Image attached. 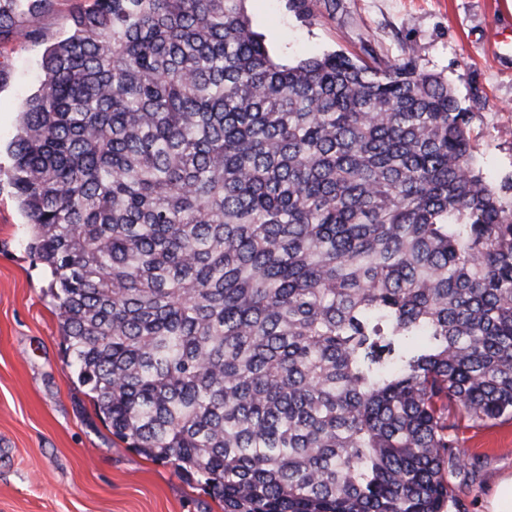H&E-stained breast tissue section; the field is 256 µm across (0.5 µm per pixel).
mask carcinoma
<instances>
[{
  "label": "carcinoma",
  "instance_id": "cac0c4a2",
  "mask_svg": "<svg viewBox=\"0 0 512 512\" xmlns=\"http://www.w3.org/2000/svg\"><path fill=\"white\" fill-rule=\"evenodd\" d=\"M49 0H0V41ZM246 0H91L10 186L112 435L222 512H461L512 419V199L412 60L276 62ZM464 448L472 456V466L451 478L466 504L467 512H487L499 477L512 473V419L483 426L462 422L457 430ZM488 512H512V474L501 480Z\"/></svg>",
  "mask_w": 512,
  "mask_h": 512
}]
</instances>
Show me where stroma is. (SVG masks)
Listing matches in <instances>:
<instances>
[{"mask_svg": "<svg viewBox=\"0 0 512 512\" xmlns=\"http://www.w3.org/2000/svg\"><path fill=\"white\" fill-rule=\"evenodd\" d=\"M83 0H51L23 25L37 42H0V512H222L195 479L147 459L97 415L71 377L52 277L30 253V226L9 185L7 147L18 107L42 79L47 45L62 37ZM271 55L293 63L342 51L363 59L413 58L447 80L499 190L512 185V0H246ZM472 463L454 475L467 512H487L496 482L512 473V419L461 423Z\"/></svg>", "mask_w": 512, "mask_h": 512, "instance_id": "35a3bbf8", "label": "stroma"}]
</instances>
